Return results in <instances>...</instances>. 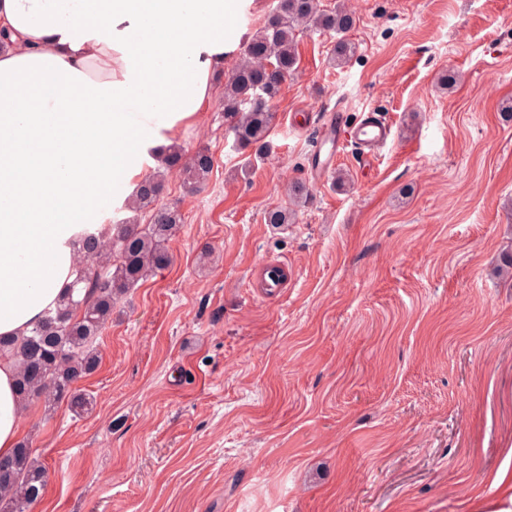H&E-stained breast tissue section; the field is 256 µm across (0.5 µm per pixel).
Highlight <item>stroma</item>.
<instances>
[{"mask_svg":"<svg viewBox=\"0 0 512 512\" xmlns=\"http://www.w3.org/2000/svg\"><path fill=\"white\" fill-rule=\"evenodd\" d=\"M347 2L357 53L337 66L335 34H298L271 155L233 149L220 81L180 137L213 171L167 176L173 262L117 301L75 385L89 409L28 406L32 512H484L512 474V0ZM336 108L392 136L320 176ZM288 204L296 223H266Z\"/></svg>","mask_w":512,"mask_h":512,"instance_id":"obj_1","label":"stroma"}]
</instances>
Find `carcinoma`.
I'll return each mask as SVG.
<instances>
[{
  "mask_svg": "<svg viewBox=\"0 0 512 512\" xmlns=\"http://www.w3.org/2000/svg\"><path fill=\"white\" fill-rule=\"evenodd\" d=\"M356 24L355 13L341 5L326 11L319 0H278L224 82L226 134L238 149H249L256 158L270 153L273 106L299 60L297 32L314 27L335 33L333 60L345 64L356 54V44L348 38ZM159 163L158 172L147 176L124 202L131 216L112 225V235L89 229L81 233L76 284L85 291L83 297L68 295L17 342L5 345L0 340V348L11 350L16 359L18 392L25 404L66 399L75 412L87 410L89 401L74 383L97 368L95 342L112 320L114 305L170 264L166 243L175 236L182 216L177 207L160 201L163 174L175 172L188 188L197 189L207 181L214 160L205 149L188 154L174 143ZM142 217L147 223H140ZM294 218L292 209L276 207L267 212L266 223L290 224ZM6 464L0 470V512H31L46 490L47 468L35 460L27 442Z\"/></svg>",
  "mask_w": 512,
  "mask_h": 512,
  "instance_id": "1",
  "label": "carcinoma"
}]
</instances>
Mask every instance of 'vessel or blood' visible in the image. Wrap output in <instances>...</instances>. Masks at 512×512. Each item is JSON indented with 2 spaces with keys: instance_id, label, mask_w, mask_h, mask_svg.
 <instances>
[{
  "instance_id": "obj_1",
  "label": "vessel or blood",
  "mask_w": 512,
  "mask_h": 512,
  "mask_svg": "<svg viewBox=\"0 0 512 512\" xmlns=\"http://www.w3.org/2000/svg\"><path fill=\"white\" fill-rule=\"evenodd\" d=\"M322 139L328 144V161H335L345 142H352L367 156H375L384 148L391 135V127L381 118L370 115L359 124L349 125L344 113L333 110L326 114L321 128Z\"/></svg>"
}]
</instances>
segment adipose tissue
Returning <instances> with one entry per match:
<instances>
[{"mask_svg": "<svg viewBox=\"0 0 512 512\" xmlns=\"http://www.w3.org/2000/svg\"><path fill=\"white\" fill-rule=\"evenodd\" d=\"M255 0H0V337L21 339L77 277L78 239L194 125ZM0 356V459L21 441Z\"/></svg>", "mask_w": 512, "mask_h": 512, "instance_id": "obj_1", "label": "adipose tissue"}]
</instances>
